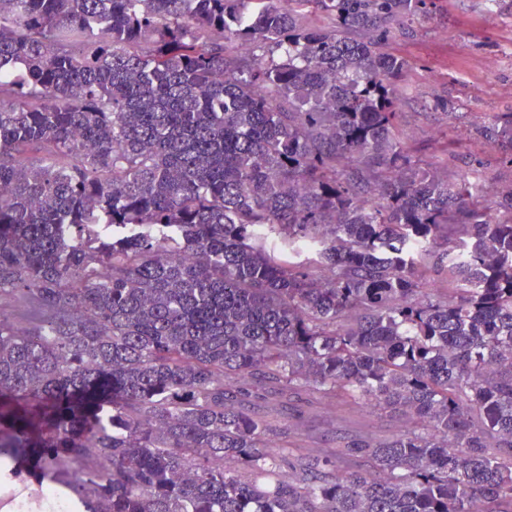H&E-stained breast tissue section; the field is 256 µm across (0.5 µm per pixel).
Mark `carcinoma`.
Returning a JSON list of instances; mask_svg holds the SVG:
<instances>
[{"mask_svg":"<svg viewBox=\"0 0 512 512\" xmlns=\"http://www.w3.org/2000/svg\"><path fill=\"white\" fill-rule=\"evenodd\" d=\"M435 4L0 0L1 460L86 512H512V186L400 140ZM466 137L512 166L511 112ZM246 375L405 429L309 462Z\"/></svg>","mask_w":512,"mask_h":512,"instance_id":"1","label":"carcinoma"}]
</instances>
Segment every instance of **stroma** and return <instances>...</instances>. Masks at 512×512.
Here are the masks:
<instances>
[{
  "label": "stroma",
  "mask_w": 512,
  "mask_h": 512,
  "mask_svg": "<svg viewBox=\"0 0 512 512\" xmlns=\"http://www.w3.org/2000/svg\"><path fill=\"white\" fill-rule=\"evenodd\" d=\"M395 47L412 62L399 89L402 142L411 151L466 157L460 134L488 115L512 112V0H436V17L397 35ZM453 111L437 109L440 99ZM251 404L276 433L296 434L307 454L335 451L347 435L376 439L398 434L401 420L367 405L341 408L325 399L291 395L246 378Z\"/></svg>",
  "instance_id": "1"
}]
</instances>
